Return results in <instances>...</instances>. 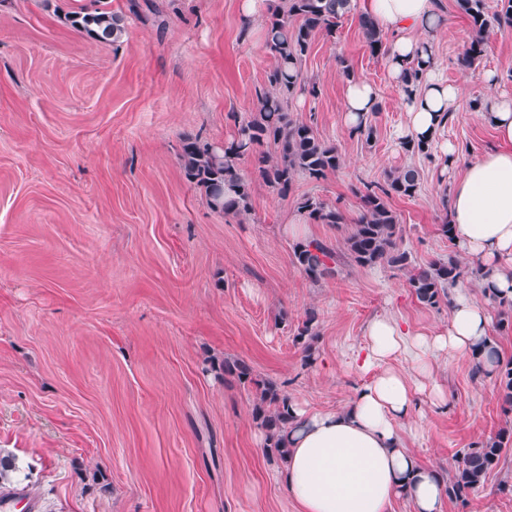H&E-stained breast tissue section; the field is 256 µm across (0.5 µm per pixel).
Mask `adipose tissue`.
<instances>
[{"label": "adipose tissue", "instance_id": "adipose-tissue-1", "mask_svg": "<svg viewBox=\"0 0 512 512\" xmlns=\"http://www.w3.org/2000/svg\"><path fill=\"white\" fill-rule=\"evenodd\" d=\"M363 11L382 30L392 32L388 69L400 92L407 121L402 141L434 140L455 110L460 90L439 74L433 40L445 18L433 0H363ZM423 70L418 87L407 88V68ZM488 95L481 118L495 131L497 148L469 162L453 182L448 221L455 227L457 250L479 261L484 281L499 296L512 299V99L496 91L497 78L483 76ZM377 106L372 84L349 80L343 120L356 129ZM447 328L433 335L414 334L393 318L382 316L366 328L367 344L359 369L364 383L339 410L314 413L293 407L281 482L299 512H389L399 497L414 512H441L443 484L439 472L421 464L404 445L403 424L417 417V396L430 392L439 359L472 358L491 332L486 305L464 289L452 291ZM403 356L407 370L391 368Z\"/></svg>", "mask_w": 512, "mask_h": 512}]
</instances>
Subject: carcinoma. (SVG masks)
<instances>
[{
    "label": "carcinoma",
    "instance_id": "carcinoma-1",
    "mask_svg": "<svg viewBox=\"0 0 512 512\" xmlns=\"http://www.w3.org/2000/svg\"><path fill=\"white\" fill-rule=\"evenodd\" d=\"M456 5L471 29L470 41L459 58L462 66L469 67L484 55L491 29L512 28V0H497L493 12L486 0H456ZM350 9L351 0H278L272 8L265 22V40L275 65L266 74L268 89L257 93L254 113L238 124L231 140L215 143L188 137L179 154L187 180L204 191L212 210L226 216L249 211V183L239 168V161L244 158H255L258 178L283 197L288 195L297 176L319 181L340 168L339 148L318 137L312 126L293 119L289 105L296 95L318 97L319 88L306 81L302 64L311 52L313 38L319 33L335 37L338 20ZM70 23L77 31L101 42L114 43L125 34L123 17L106 8L92 12L83 8L70 15ZM359 25L370 51L379 53L383 47L382 30L366 15L359 17ZM420 185L421 172L414 166L388 174L383 184L366 185L360 196L362 210L345 239L344 254L360 267L381 266L404 272L417 301L436 307L450 301V289L459 282L469 278L480 283L484 275L480 267L469 266L451 254L427 265H416L410 253L401 247V228L389 199L412 197ZM298 209L315 224L345 223L338 208L315 197L303 198ZM292 257L314 282L335 272L337 252L325 240L294 244ZM481 289L484 298L497 310L499 329H512V300L498 297L488 286ZM314 321L315 316H308L295 336L307 352L312 350L311 341L317 336ZM487 358L494 366L503 410L512 411V357L503 356L492 343L487 346ZM216 370L225 378L253 385L252 417L266 432L265 454L270 460L283 461L288 453L283 437L294 423L288 396L276 382L254 378L250 366L240 359L226 358ZM511 444L512 425L507 424L496 436L458 451L452 470L442 478L448 497L464 501L483 486L487 475L500 467L503 450ZM17 471L15 457L0 451L1 495L19 494L13 481Z\"/></svg>",
    "mask_w": 512,
    "mask_h": 512
}]
</instances>
